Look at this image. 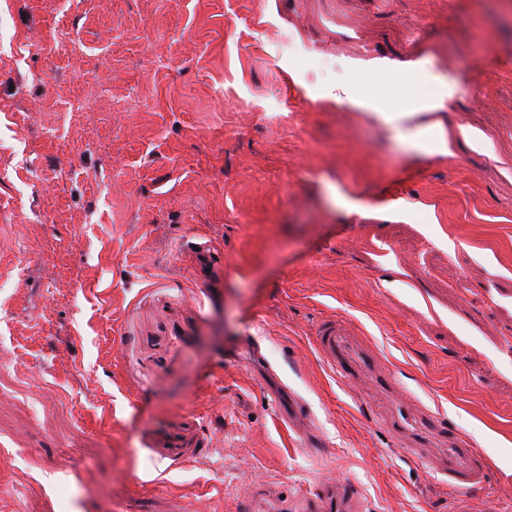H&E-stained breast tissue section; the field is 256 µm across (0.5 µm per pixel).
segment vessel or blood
Masks as SVG:
<instances>
[{
	"mask_svg": "<svg viewBox=\"0 0 512 512\" xmlns=\"http://www.w3.org/2000/svg\"><path fill=\"white\" fill-rule=\"evenodd\" d=\"M316 344L336 370L352 375L360 368L372 370L379 388L386 393L396 391V385L389 375L379 371L377 359L372 351L353 346L344 335L339 323L327 320L317 330ZM441 470L448 476V487L457 495L455 512H466V496L484 486L488 476L486 458L465 436H449L448 446L441 459ZM303 512H364L363 506L352 487L339 479L330 484L320 485L302 506Z\"/></svg>",
	"mask_w": 512,
	"mask_h": 512,
	"instance_id": "b4317fda",
	"label": "vessel or blood"
}]
</instances>
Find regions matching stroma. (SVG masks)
Listing matches in <instances>:
<instances>
[{
    "label": "stroma",
    "instance_id": "stroma-1",
    "mask_svg": "<svg viewBox=\"0 0 512 512\" xmlns=\"http://www.w3.org/2000/svg\"><path fill=\"white\" fill-rule=\"evenodd\" d=\"M395 69L444 155L332 101ZM512 0H0V512H512ZM336 320L397 381L317 350ZM179 435L203 443L180 461ZM380 70L389 72L393 75L394 80L405 88L409 94L414 95L416 91L417 78L422 69V63L416 62L406 70L394 72L385 63H377ZM440 469L448 475V488L460 498L453 511L467 510V494L484 486L488 476L486 458L475 449V444L459 434L448 436V448L441 459ZM303 512H364L363 506L349 483L337 479L320 485L302 506Z\"/></svg>",
    "mask_w": 512,
    "mask_h": 512
}]
</instances>
